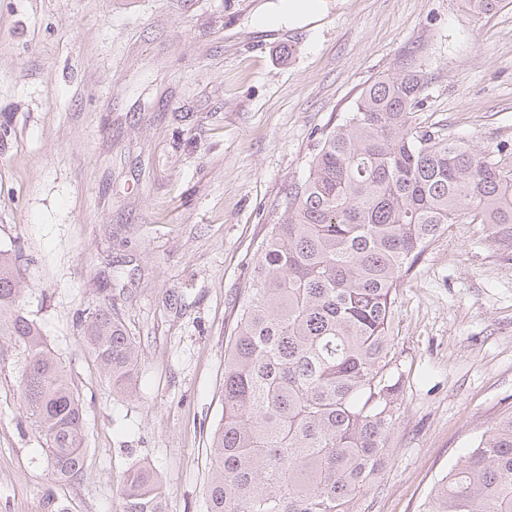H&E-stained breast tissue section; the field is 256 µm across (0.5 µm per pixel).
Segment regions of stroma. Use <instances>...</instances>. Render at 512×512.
I'll return each instance as SVG.
<instances>
[{
  "label": "stroma",
  "instance_id": "obj_1",
  "mask_svg": "<svg viewBox=\"0 0 512 512\" xmlns=\"http://www.w3.org/2000/svg\"><path fill=\"white\" fill-rule=\"evenodd\" d=\"M264 0H0V248L84 408L82 474L60 482L24 412L22 349L0 337V512H121L137 462L168 512H206L224 347L270 225L323 135L412 57L423 126L512 149V0H325L261 31ZM110 300L139 347L113 393L79 319ZM389 460L365 512H422L464 448L512 412V264L452 224L397 293Z\"/></svg>",
  "mask_w": 512,
  "mask_h": 512
}]
</instances>
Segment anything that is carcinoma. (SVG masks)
<instances>
[{
  "instance_id": "obj_1",
  "label": "carcinoma",
  "mask_w": 512,
  "mask_h": 512,
  "mask_svg": "<svg viewBox=\"0 0 512 512\" xmlns=\"http://www.w3.org/2000/svg\"><path fill=\"white\" fill-rule=\"evenodd\" d=\"M503 0H465L473 16ZM426 74L405 59L323 137L284 219L257 248L224 349V413L207 512H361L385 461L399 381L388 366L397 291L450 224H481L512 261V165L417 122ZM0 336L26 352L27 418L60 481L82 473L84 410L59 357L23 309L16 256L0 249ZM107 382L134 389L136 341L112 305L82 322ZM122 512H167L162 482L135 464ZM425 512H512V413L431 490Z\"/></svg>"
}]
</instances>
